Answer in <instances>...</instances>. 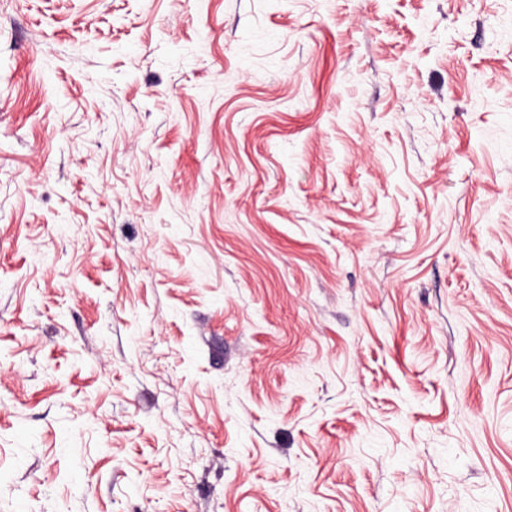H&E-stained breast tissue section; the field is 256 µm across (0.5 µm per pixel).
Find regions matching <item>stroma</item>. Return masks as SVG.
<instances>
[{
  "instance_id": "1",
  "label": "stroma",
  "mask_w": 512,
  "mask_h": 512,
  "mask_svg": "<svg viewBox=\"0 0 512 512\" xmlns=\"http://www.w3.org/2000/svg\"><path fill=\"white\" fill-rule=\"evenodd\" d=\"M0 512H512V0H0Z\"/></svg>"
}]
</instances>
